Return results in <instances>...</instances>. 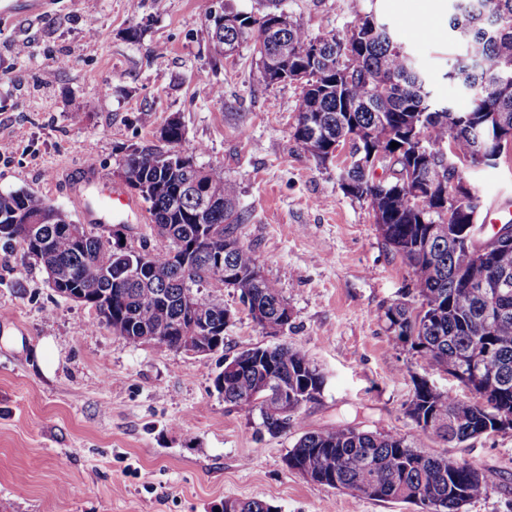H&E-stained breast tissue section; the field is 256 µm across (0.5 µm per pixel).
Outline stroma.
<instances>
[{
	"instance_id": "1",
	"label": "stroma",
	"mask_w": 512,
	"mask_h": 512,
	"mask_svg": "<svg viewBox=\"0 0 512 512\" xmlns=\"http://www.w3.org/2000/svg\"><path fill=\"white\" fill-rule=\"evenodd\" d=\"M261 17L279 9L311 36L345 35L373 11L429 78L440 102L464 106L448 65L466 48L450 29L453 0H223ZM0 0V193L26 190L78 224H108L109 185L135 147L180 144L238 186L240 242L287 300L284 331L262 330L233 289L224 348L207 356L129 345L92 309L50 288L43 267L0 242V512H215L224 499H260L276 512H420L356 497L289 470L298 434L270 435L226 403L213 379L225 355L286 343L325 379L297 413L309 431L347 423L409 435L414 381L463 395L426 370L387 328L386 308L409 297L407 266L391 252L366 201L344 195L336 163L318 164L293 138L301 89L269 84L253 38L217 54L213 0ZM222 88L213 95L211 85ZM484 205L512 202V157L471 174ZM44 359H37V349ZM496 476L462 512H512V431L456 445L420 443Z\"/></svg>"
}]
</instances>
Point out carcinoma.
I'll return each mask as SVG.
<instances>
[{"label": "carcinoma", "mask_w": 512, "mask_h": 512, "mask_svg": "<svg viewBox=\"0 0 512 512\" xmlns=\"http://www.w3.org/2000/svg\"><path fill=\"white\" fill-rule=\"evenodd\" d=\"M482 8L452 14L449 26L463 29L480 47L477 63L460 59L448 71V79L467 91L463 109L440 104L426 76L387 25L370 27L371 12H357L343 38L312 37L290 22L277 30L266 52L280 55L288 70L308 74L294 125V138L302 147L335 143L349 148L342 161L339 187L358 200L369 202L386 247L410 269L412 303L424 310L414 313L407 302L390 305L384 312L388 330L435 371L479 375L482 397L461 399L430 385L415 382L407 415L414 422L411 435L369 432L338 423L319 431H304L288 450V468L300 466L316 475V482L374 500L411 503L421 512H462L470 500L487 493L493 484L489 472L467 461L429 455L418 442L435 434L461 444L486 434L498 419H512V287L496 289L491 281L479 295L468 289L466 279L474 268L461 260L463 247L455 228L478 221L480 197L462 204L451 195V179L444 165L448 153L469 158L468 172L493 167L497 147L486 131L505 123L512 127V0H472ZM264 23L243 16L236 26L215 28L224 46L237 48L254 36L259 42ZM318 43L312 58L308 45ZM427 127V139L416 135ZM399 147H391V143ZM386 159L384 181H375L369 158ZM157 149H137L124 157L122 171L127 186L148 204L151 227L159 228L164 246L134 251L142 278L124 279L121 266L108 265V242L92 228L75 236L72 221L52 204L27 191L0 193V225H38L46 240L40 264L51 277L55 291L67 297L80 289L91 296L100 322L109 327L122 321L130 325L122 337L131 345L146 343L142 327H155L182 313V296L189 294L197 312L224 316L227 310L204 289L235 272L233 289L249 310L257 309L260 322L276 330L283 324V296L276 284L257 279L251 270L260 266L257 253L237 244L235 233L244 221L236 210L237 184L224 178V170L209 166L206 185L222 206L202 213L196 220L197 203L185 186L194 170L167 166ZM414 176L428 197L430 213L411 205L406 179ZM224 225V239L234 247L223 257L206 253L195 259L189 271L170 263L169 252L197 233L198 225ZM121 298L112 304V295ZM236 368L216 376L214 387L224 401L250 416L261 418L271 435L281 430L267 422L280 386L306 402L320 397L324 376L307 356L289 346L255 347L231 356ZM238 512H273L270 504L252 499L227 498Z\"/></svg>", "instance_id": "obj_1"}]
</instances>
